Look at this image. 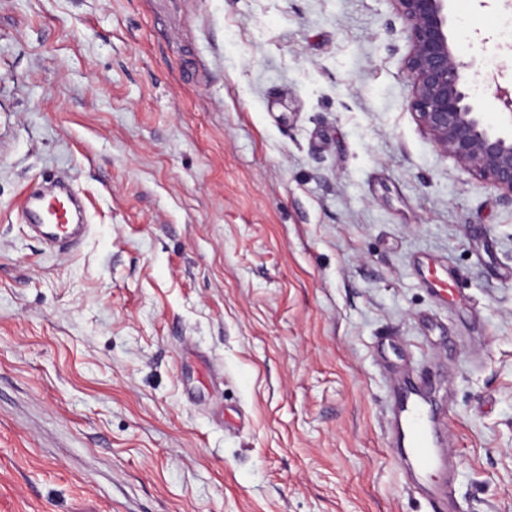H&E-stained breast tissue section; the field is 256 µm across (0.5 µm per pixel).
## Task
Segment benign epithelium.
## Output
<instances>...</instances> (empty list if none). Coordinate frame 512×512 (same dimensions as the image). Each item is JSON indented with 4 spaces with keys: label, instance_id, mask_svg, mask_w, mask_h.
Instances as JSON below:
<instances>
[{
    "label": "benign epithelium",
    "instance_id": "7a95c632",
    "mask_svg": "<svg viewBox=\"0 0 512 512\" xmlns=\"http://www.w3.org/2000/svg\"><path fill=\"white\" fill-rule=\"evenodd\" d=\"M409 38L404 66L411 79L410 108L436 151L454 159L500 192L512 206V92L498 88L507 112L486 119L467 72L478 62L459 60L448 38V0H390Z\"/></svg>",
    "mask_w": 512,
    "mask_h": 512
}]
</instances>
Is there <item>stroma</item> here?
<instances>
[{
	"label": "stroma",
	"instance_id": "stroma-1",
	"mask_svg": "<svg viewBox=\"0 0 512 512\" xmlns=\"http://www.w3.org/2000/svg\"><path fill=\"white\" fill-rule=\"evenodd\" d=\"M504 0H450L490 120ZM390 0H0V512H512V206L413 114ZM56 179L88 231L22 217ZM453 280L434 292L430 270ZM431 384L423 377L403 380L396 386L392 400L391 446L406 464V478L417 489H424V481L432 471H446L447 481L425 491L433 509L439 512L448 500H453L456 476L455 455L441 449L430 398Z\"/></svg>",
	"mask_w": 512,
	"mask_h": 512
}]
</instances>
